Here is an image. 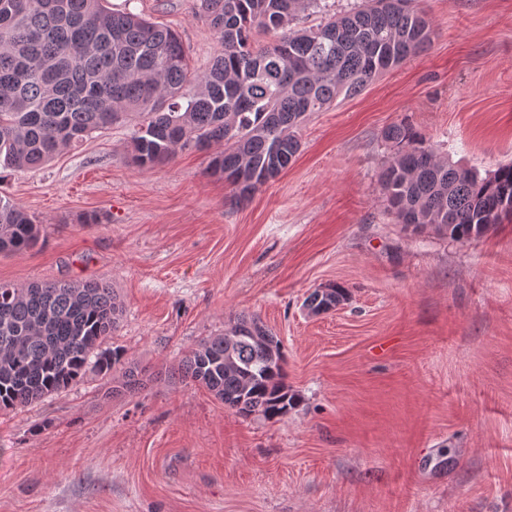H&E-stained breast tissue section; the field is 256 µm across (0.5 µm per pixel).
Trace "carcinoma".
Masks as SVG:
<instances>
[{"instance_id": "1", "label": "carcinoma", "mask_w": 512, "mask_h": 512, "mask_svg": "<svg viewBox=\"0 0 512 512\" xmlns=\"http://www.w3.org/2000/svg\"><path fill=\"white\" fill-rule=\"evenodd\" d=\"M322 0H198L197 12L224 50L190 79L181 37L105 0H0V167L36 170L84 137L135 117L131 161L153 166L177 150H224L210 172L252 192L279 175L300 150L311 112L362 92L376 77L423 50L431 38L413 0H360L312 28L293 26ZM272 41L256 44V36ZM385 138L399 150L380 182L397 223L469 242L512 219V165L485 175L437 158L405 123ZM40 241L36 220L0 197V253ZM347 300L328 286L313 309ZM122 304L102 281L18 288L0 282V411L67 388L90 367L124 366L122 390L141 388L124 352L98 351ZM225 334L200 340L180 373L243 417H283L297 406L283 383L284 354L259 318L238 316Z\"/></svg>"}]
</instances>
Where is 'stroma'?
Segmentation results:
<instances>
[{
    "mask_svg": "<svg viewBox=\"0 0 512 512\" xmlns=\"http://www.w3.org/2000/svg\"><path fill=\"white\" fill-rule=\"evenodd\" d=\"M196 0H108L176 31L192 74L222 51ZM426 51L310 114L301 149L248 198L211 154L132 163V122L0 194L41 240L0 253V282L103 280L120 323L103 341L141 372L87 370L0 411V512H512V223L459 243L397 224L380 173L406 122L480 173L512 164V0H416ZM97 223H87V216ZM336 283L348 299L310 314ZM286 354L299 406L242 417L178 364L238 315Z\"/></svg>",
    "mask_w": 512,
    "mask_h": 512,
    "instance_id": "stroma-1",
    "label": "stroma"
}]
</instances>
